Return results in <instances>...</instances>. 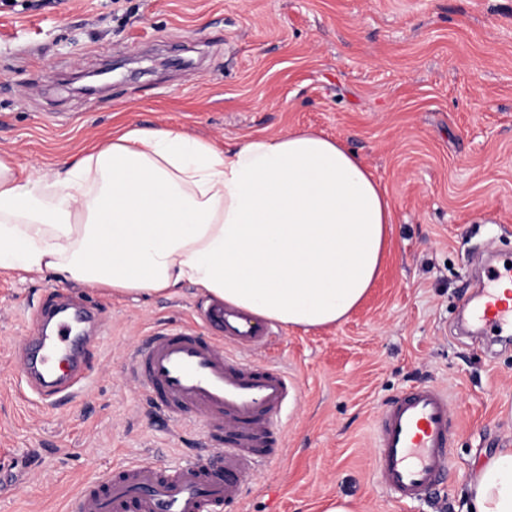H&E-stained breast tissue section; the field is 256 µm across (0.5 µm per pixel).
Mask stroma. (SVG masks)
<instances>
[{"label":"stroma","mask_w":512,"mask_h":512,"mask_svg":"<svg viewBox=\"0 0 512 512\" xmlns=\"http://www.w3.org/2000/svg\"><path fill=\"white\" fill-rule=\"evenodd\" d=\"M112 79L88 89V72ZM129 125L219 145L311 129L355 152L393 216L380 276L342 325L278 326L251 359L297 388L281 461L223 512H462L475 468L512 448V335L461 336L489 253L512 260V0L0 2V153L38 176ZM60 285L0 270V512H66L91 474L183 462L223 432L153 415L125 365L142 336L194 324L206 299L70 285L96 345L87 393L52 409L20 392L15 352ZM448 392L451 468L396 502L373 469L376 419L413 387Z\"/></svg>","instance_id":"stroma-1"}]
</instances>
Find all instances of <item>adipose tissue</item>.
Segmentation results:
<instances>
[{
  "label": "adipose tissue",
  "mask_w": 512,
  "mask_h": 512,
  "mask_svg": "<svg viewBox=\"0 0 512 512\" xmlns=\"http://www.w3.org/2000/svg\"><path fill=\"white\" fill-rule=\"evenodd\" d=\"M392 212L340 140L311 131L218 146L128 127L33 177L0 156V269L115 296L200 294L305 331L372 288ZM471 512H512V448L472 474Z\"/></svg>",
  "instance_id": "1"
}]
</instances>
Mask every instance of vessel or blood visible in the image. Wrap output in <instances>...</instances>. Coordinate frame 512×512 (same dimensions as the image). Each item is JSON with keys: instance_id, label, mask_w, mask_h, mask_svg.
Instances as JSON below:
<instances>
[{"instance_id": "b4317fda", "label": "vessel or blood", "mask_w": 512, "mask_h": 512, "mask_svg": "<svg viewBox=\"0 0 512 512\" xmlns=\"http://www.w3.org/2000/svg\"><path fill=\"white\" fill-rule=\"evenodd\" d=\"M506 279L512 280V266L488 269L472 310L480 329L512 326V303L498 292ZM72 307L57 298L41 306L36 320L53 322V331L24 340L20 374L52 406L68 400L87 378L86 359L60 366L61 354L76 344ZM199 318L200 325L146 336L131 353L128 371L166 420L190 417L224 429L228 446L216 449L214 458L178 466L113 467L104 480L74 493L67 512H218L238 503L258 460H278L270 445L296 388L282 368L239 356L268 345L272 325L220 301L201 307ZM449 422L448 394L436 385L414 387L379 415L374 468L395 500L425 499L441 484L452 461Z\"/></svg>"}]
</instances>
